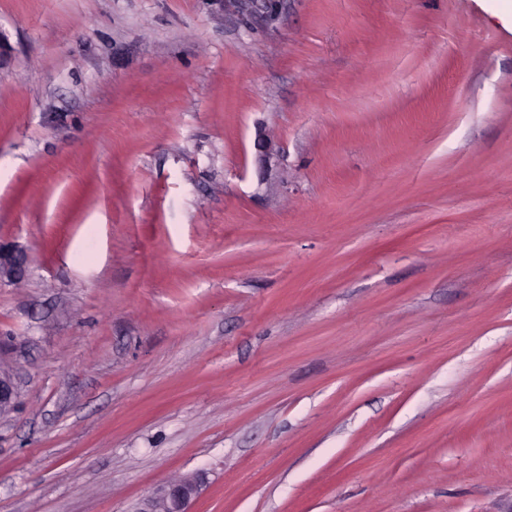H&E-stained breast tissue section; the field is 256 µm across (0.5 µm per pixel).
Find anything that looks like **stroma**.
I'll use <instances>...</instances> for the list:
<instances>
[{"label": "stroma", "instance_id": "stroma-1", "mask_svg": "<svg viewBox=\"0 0 512 512\" xmlns=\"http://www.w3.org/2000/svg\"><path fill=\"white\" fill-rule=\"evenodd\" d=\"M0 512H512L496 0H0ZM27 260L23 252L0 243V281L13 282L21 279L26 270ZM17 390L12 374L0 369V415L13 410L16 406ZM202 484V474L167 482L155 489L133 512H190L189 506L200 493Z\"/></svg>", "mask_w": 512, "mask_h": 512}]
</instances>
